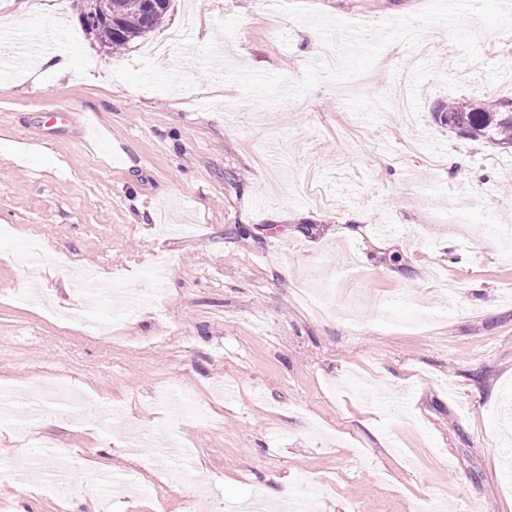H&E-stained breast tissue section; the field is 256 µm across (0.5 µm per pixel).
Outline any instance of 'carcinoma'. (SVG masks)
<instances>
[{
    "mask_svg": "<svg viewBox=\"0 0 512 512\" xmlns=\"http://www.w3.org/2000/svg\"><path fill=\"white\" fill-rule=\"evenodd\" d=\"M171 2L166 0L165 5L147 14L140 6V0H112V23L95 18L83 25L104 47L118 50L158 29ZM436 112L444 125L472 140L512 148V98L459 97L446 106L437 107Z\"/></svg>",
    "mask_w": 512,
    "mask_h": 512,
    "instance_id": "1",
    "label": "carcinoma"
}]
</instances>
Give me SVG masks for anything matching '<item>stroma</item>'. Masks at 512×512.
Listing matches in <instances>:
<instances>
[{
	"mask_svg": "<svg viewBox=\"0 0 512 512\" xmlns=\"http://www.w3.org/2000/svg\"><path fill=\"white\" fill-rule=\"evenodd\" d=\"M81 3L0 0V389L41 392L40 441L135 474L112 512H192L143 466L169 437L208 478L204 512L285 484L315 512H512V150L434 115L512 98V18L173 0L112 52ZM34 38L71 69L30 77ZM34 231L57 262L31 278ZM78 269L135 294L165 270L167 315L60 326ZM107 407L110 434L87 422ZM25 435L0 420V469L36 471L0 483V512H95L87 481L36 492L55 462Z\"/></svg>",
	"mask_w": 512,
	"mask_h": 512,
	"instance_id": "stroma-1",
	"label": "stroma"
}]
</instances>
